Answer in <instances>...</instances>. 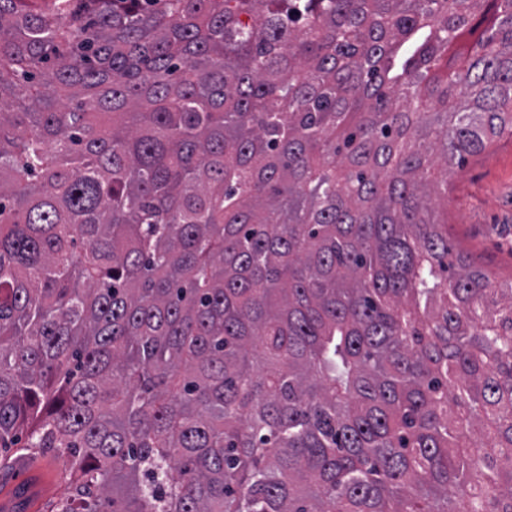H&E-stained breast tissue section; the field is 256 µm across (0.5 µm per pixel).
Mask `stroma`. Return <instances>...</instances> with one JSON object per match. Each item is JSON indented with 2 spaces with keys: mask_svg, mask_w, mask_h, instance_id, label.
I'll return each instance as SVG.
<instances>
[{
  "mask_svg": "<svg viewBox=\"0 0 512 512\" xmlns=\"http://www.w3.org/2000/svg\"><path fill=\"white\" fill-rule=\"evenodd\" d=\"M448 239L469 253L492 279L512 280V137L495 139L469 158L448 180ZM66 456L56 453L24 458L0 482V512H15L13 491L27 490V512H44L64 490Z\"/></svg>",
  "mask_w": 512,
  "mask_h": 512,
  "instance_id": "obj_1",
  "label": "stroma"
}]
</instances>
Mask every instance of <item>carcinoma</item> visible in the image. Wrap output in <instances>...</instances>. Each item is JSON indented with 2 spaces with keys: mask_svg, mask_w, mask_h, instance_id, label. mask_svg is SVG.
Returning a JSON list of instances; mask_svg holds the SVG:
<instances>
[{
  "mask_svg": "<svg viewBox=\"0 0 512 512\" xmlns=\"http://www.w3.org/2000/svg\"><path fill=\"white\" fill-rule=\"evenodd\" d=\"M505 134L512 0H0V447L48 512H512L432 178ZM67 460L66 455L52 452L12 463L8 472H15L7 482L3 483L2 479L8 472L0 474V512H45L46 505L56 501L64 491L63 475ZM19 485L27 489L30 498L27 511L14 509L13 490Z\"/></svg>",
  "mask_w": 512,
  "mask_h": 512,
  "instance_id": "1",
  "label": "carcinoma"
}]
</instances>
